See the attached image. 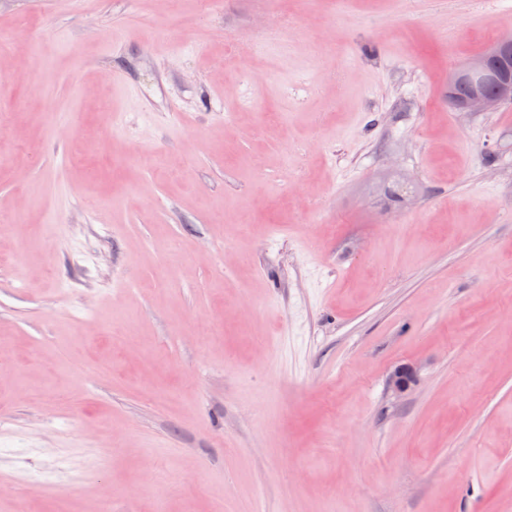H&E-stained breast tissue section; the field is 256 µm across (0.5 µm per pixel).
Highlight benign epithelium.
Wrapping results in <instances>:
<instances>
[{"label":"benign epithelium","mask_w":512,"mask_h":512,"mask_svg":"<svg viewBox=\"0 0 512 512\" xmlns=\"http://www.w3.org/2000/svg\"><path fill=\"white\" fill-rule=\"evenodd\" d=\"M512 58V34L500 35L491 49L465 62L453 74L450 85L461 84L465 92L452 103L467 112H495L505 105H512V80H497L501 64ZM416 381L415 370L404 367L392 378L397 392L408 390Z\"/></svg>","instance_id":"7a95c632"}]
</instances>
